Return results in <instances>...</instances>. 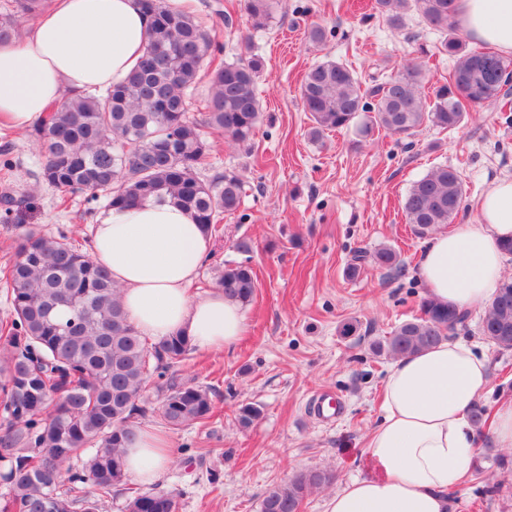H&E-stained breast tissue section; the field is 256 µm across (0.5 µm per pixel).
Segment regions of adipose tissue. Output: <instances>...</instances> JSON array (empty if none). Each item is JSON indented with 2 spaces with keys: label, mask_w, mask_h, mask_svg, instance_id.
I'll return each mask as SVG.
<instances>
[{
  "label": "adipose tissue",
  "mask_w": 512,
  "mask_h": 512,
  "mask_svg": "<svg viewBox=\"0 0 512 512\" xmlns=\"http://www.w3.org/2000/svg\"><path fill=\"white\" fill-rule=\"evenodd\" d=\"M454 20L473 41L512 58V0H457ZM149 23L141 0H50L23 38L0 42V124L32 130L65 96L118 82L138 64ZM477 209L475 223L437 234L420 256L426 296L439 306L479 310L500 287V245L512 238V179L494 183ZM210 246L192 215L166 202L111 207L91 226L90 257L121 286L141 336L180 333L196 349L228 350L247 328L242 306L220 288L190 292ZM488 381L486 354L466 341L399 358L384 383L383 419L366 444L379 473L345 482L326 512H447L449 487L463 484L475 464L467 414ZM171 459L169 437L145 428L127 448L125 466L151 484Z\"/></svg>",
  "instance_id": "ef3b65f1"
}]
</instances>
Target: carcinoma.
Listing matches in <instances>:
<instances>
[{"mask_svg": "<svg viewBox=\"0 0 512 512\" xmlns=\"http://www.w3.org/2000/svg\"><path fill=\"white\" fill-rule=\"evenodd\" d=\"M142 2L152 24L139 65L101 96L65 99L33 130L45 147L41 177L66 198L102 199L106 208L168 200L211 234L224 214L239 209L244 184L228 168L200 178L211 151L203 129L250 145L263 114L257 90L263 61L250 50L236 61L213 60L203 116L193 119L190 95L214 40L194 15L169 8L165 0ZM278 7L279 0L242 5L256 29L269 26ZM373 10L394 29L404 28L406 14L414 11L441 33L437 52L455 59L448 80L424 93L421 64L409 59L364 89L347 64L318 61L300 86L312 140L356 123L365 137L384 131L407 139L426 127L452 130L469 110L495 108L512 96V86L502 80L512 73V61L489 50H465L450 23L455 0H374ZM463 195L461 174L448 165L413 182L403 201L413 233L427 237L451 223ZM31 200L29 194L0 196V223L18 230L17 256L7 271L12 312L0 324V461L8 473L0 512H98L85 485L105 497L125 482L124 449L137 436L138 419L146 413L140 402L154 378L163 380L159 410L168 429L209 417L213 400L209 390L168 373L191 350L187 337L148 343L129 323L119 286L81 241L20 223ZM366 264L397 273L403 268L398 253L382 247L356 251L349 274ZM216 285L246 306L257 280L248 262H228ZM420 307V315L374 343L378 354H417L448 339L469 318L427 298ZM479 332L496 348L512 350V277L487 306ZM261 415L259 405L243 404L237 422L248 428ZM333 480L328 470L299 471L266 491L260 512H300L314 490ZM125 512H178L177 495L138 493L127 499Z\"/></svg>", "mask_w": 512, "mask_h": 512, "instance_id": "cac0c4a2", "label": "carcinoma"}]
</instances>
